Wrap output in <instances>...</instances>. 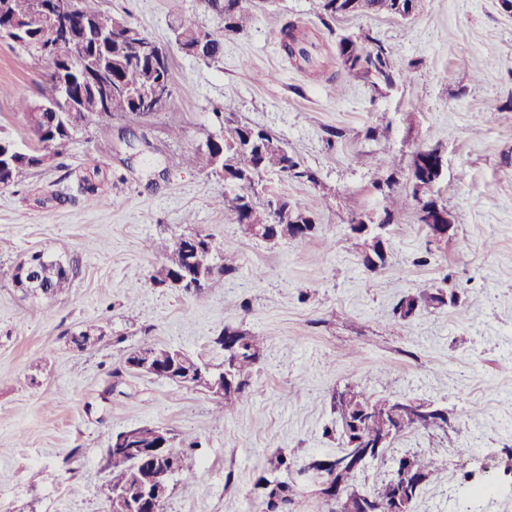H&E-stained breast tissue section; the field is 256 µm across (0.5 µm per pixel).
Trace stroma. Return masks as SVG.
Returning a JSON list of instances; mask_svg holds the SVG:
<instances>
[{"label": "stroma", "instance_id": "1", "mask_svg": "<svg viewBox=\"0 0 512 512\" xmlns=\"http://www.w3.org/2000/svg\"><path fill=\"white\" fill-rule=\"evenodd\" d=\"M101 9L167 45L173 98L156 113L86 124L49 166L0 188V512H108L106 450L134 425L169 430L173 450L194 457L193 478L173 479L164 512H261L254 483L270 473L295 482L290 512H326L308 464L338 452L327 435L331 396L348 384L448 410L446 432L412 431L391 445L395 457L435 455L411 512H462V475L482 468L501 493L483 512H512L503 473L512 456V112L501 109L512 100V14L499 0H422L406 21L349 17L327 30L316 0H275L209 61L169 43L176 17L217 26L202 0H101ZM290 22L314 41L312 65L279 48L274 33ZM360 32L408 69L385 93L336 72L337 41ZM50 71L49 60L0 39V84L12 91L0 97V128L18 145L30 134L15 103L37 100ZM219 112L268 130L316 172L318 186L274 187L318 215L319 237L272 244L215 208L223 180L181 157L217 130ZM369 126L377 139H365ZM331 128L343 132L333 148ZM129 130L140 137L132 146ZM431 147L444 160L434 190L456 230L434 241L406 211L390 228L388 265L367 271L348 224L384 204L376 165L391 158L404 168ZM91 157L108 174V203L75 178ZM193 229L236 254L237 273L194 296L146 287ZM34 252L77 264L68 294L35 299L14 286L13 268ZM427 285L456 292L459 307H424L395 324L396 303ZM88 323L104 335L81 350L71 336ZM226 328L263 340L226 416L204 388L122 369L145 341L220 365L213 339ZM281 453L294 465L272 472Z\"/></svg>", "mask_w": 512, "mask_h": 512}]
</instances>
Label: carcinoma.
<instances>
[{"mask_svg": "<svg viewBox=\"0 0 512 512\" xmlns=\"http://www.w3.org/2000/svg\"><path fill=\"white\" fill-rule=\"evenodd\" d=\"M41 0H10V15L13 18H28L29 29L20 45L35 53L41 52V28L37 14ZM205 8L221 19V25L214 30L199 27L190 19L178 18L171 26L172 42L178 49L201 45V51L195 57L205 60H217L224 52V39L229 35L244 33L250 26L254 12L258 6L254 0H204ZM409 0H318L319 22L328 30L336 21L347 17H363L381 15L396 19L409 16ZM100 0H75V16L79 19L102 20L122 27L126 37L112 43L109 53L119 69L112 71V101L110 107L101 112L81 113L60 112L56 116V133L45 134L36 112L37 103L60 105V101L72 94L83 95L87 101H92V91L82 79L85 62L72 64L75 74L69 87H63L54 76H49L44 85L39 88L38 101L16 102L18 110L26 120L32 134L34 144L23 148L26 153L24 160L11 168L0 186H14L28 174L39 169L40 157L57 155L59 148L73 139L76 129L91 121H109L116 114L140 115L144 113L142 105L134 96L148 81H163L173 84V74L170 62L162 66L157 64L139 47L143 33L128 22L119 18H109L99 8ZM276 40L287 55L300 59L305 63L311 61V55L305 46V39L299 37L296 24L288 23L276 33ZM336 63L341 72L348 78L356 80L359 75L366 76V81L376 91L392 88L403 77L402 69L393 60L387 46L380 40L365 35H348L340 38L337 44ZM220 123V132L210 136L204 143V148H195L185 156L190 162L201 153L205 159L216 154L224 155V174L234 182V187L224 190V194L214 201V205L224 211V215L234 224L239 225L246 235H254L255 225L265 224L277 217L280 223L276 225L275 235L281 239L288 237L297 242L307 241L316 234L317 221L315 216L304 209L293 205L287 197L268 190L258 189V181L266 173L277 174L298 184H317L316 173L306 166L296 154L272 136L267 130L239 120L224 117V113H216ZM440 150L433 148L429 153L419 152L408 164L406 181L411 185V191L396 192L394 174L381 176L374 182L376 190L380 191L386 203L381 209L382 224L376 232L388 230L396 223L397 214L413 206L418 211V220L424 224L429 233L438 241L448 239L445 225L448 221L439 219L448 213V207L433 192L435 183H427L433 173L432 167L439 159ZM106 173L99 163L92 160L78 176L81 189L90 194L98 193L99 186L105 181ZM201 245L204 252L213 255L217 249L214 236L202 231H193L180 235L168 250L163 265L145 281V285L154 288L161 282L160 276L169 274H192L200 266L196 245ZM61 260H46L37 269L38 281L21 287L26 295L46 294L48 298H56L69 289L74 277V270H63ZM238 270L237 260L224 257V263L214 268H207L202 274V286L208 288L218 277L230 276ZM447 304H457L455 294H449L442 288L434 290L427 288L417 297L402 298L396 304L393 314L395 323L400 324L416 315L420 306L441 307ZM100 329L96 324H88L82 330L72 334V343L79 349L92 346L91 336ZM214 343L224 350V369L216 372L220 377H227L232 384L224 385V407L232 406L241 399L249 385V376L260 358L261 342L254 336H249L237 330L225 329ZM149 353L157 358L162 369L170 364L175 365L176 373L163 379L180 385L192 384L201 373H209V364L190 358L179 350L159 347L145 342L129 351L125 358L124 368H129L135 354ZM388 400L376 399L371 395L347 386L336 392L332 397V408L336 412L341 452L351 448L368 446L383 433L380 418L387 414ZM392 438H397L407 432L423 429L441 428L448 424V411L442 408H432V413L420 415L415 419L410 417L391 419ZM389 448L379 450L380 460L391 461L394 475L391 480L382 483L372 491L358 488L354 484L357 471L346 468L336 471V462L331 460H315L310 468L327 475L335 474L334 482L342 486L347 497L338 500L321 490L328 512H352L359 508L356 500L349 495L360 493L367 498V506L371 512H390L392 501L397 491L403 485L400 467L409 466L413 470L412 480L421 486L430 477L434 454L424 458L420 455H404L387 458ZM106 466L112 477L101 489V495L107 503H112V495L118 489L133 490L145 482L147 465L140 460L120 452L106 454ZM255 488L259 490L262 499V512H283V509L293 502L296 490L293 484L284 481L270 480L264 476L257 478Z\"/></svg>", "mask_w": 512, "mask_h": 512, "instance_id": "obj_1", "label": "carcinoma"}]
</instances>
